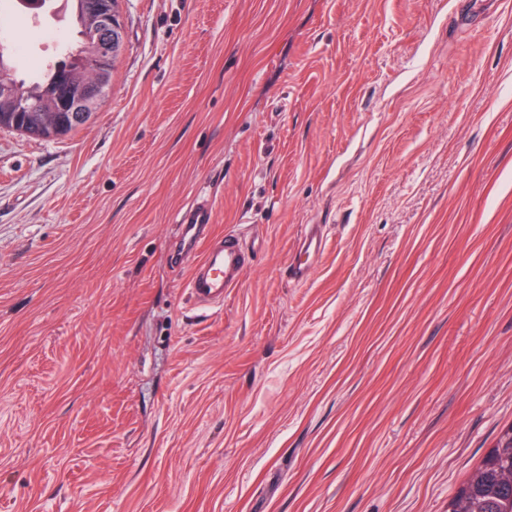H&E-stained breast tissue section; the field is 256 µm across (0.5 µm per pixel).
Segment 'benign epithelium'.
Here are the masks:
<instances>
[{
  "label": "benign epithelium",
  "mask_w": 512,
  "mask_h": 512,
  "mask_svg": "<svg viewBox=\"0 0 512 512\" xmlns=\"http://www.w3.org/2000/svg\"><path fill=\"white\" fill-rule=\"evenodd\" d=\"M91 22L92 25L84 28L86 52L79 65L86 67L94 59L103 70L112 57L126 50L124 23L120 11L112 7V0H101ZM104 92V81L95 78L70 95L71 105L65 111L71 113L72 122L82 123L86 121L87 113L98 112Z\"/></svg>",
  "instance_id": "benign-epithelium-1"
}]
</instances>
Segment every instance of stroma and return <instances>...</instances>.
<instances>
[{"label":"stroma","instance_id":"stroma-1","mask_svg":"<svg viewBox=\"0 0 512 512\" xmlns=\"http://www.w3.org/2000/svg\"><path fill=\"white\" fill-rule=\"evenodd\" d=\"M120 5L93 122L0 130V512H448L512 425V0ZM200 191L254 259L209 308ZM323 252L322 238L315 226H311L301 239L299 248L288 264V275L293 281L307 279Z\"/></svg>","mask_w":512,"mask_h":512}]
</instances>
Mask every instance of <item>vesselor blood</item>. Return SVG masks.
Instances as JSON below:
<instances>
[{
    "mask_svg": "<svg viewBox=\"0 0 512 512\" xmlns=\"http://www.w3.org/2000/svg\"><path fill=\"white\" fill-rule=\"evenodd\" d=\"M214 205L208 194H199L175 216L180 226L181 253L200 251L201 257L192 268L187 288L191 299L201 307L223 302L225 291L236 287L251 258L248 249L235 232H227L215 240L204 235L206 224L212 223ZM323 252L322 238L316 228H309L289 264L291 280L307 279Z\"/></svg>",
    "mask_w": 512,
    "mask_h": 512,
    "instance_id": "b4317fda",
    "label": "vessel or blood"
}]
</instances>
